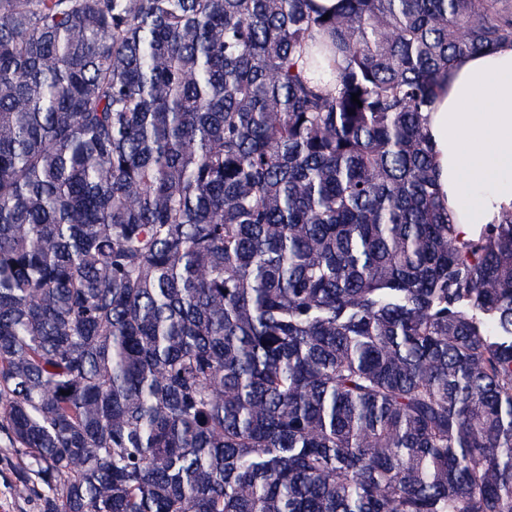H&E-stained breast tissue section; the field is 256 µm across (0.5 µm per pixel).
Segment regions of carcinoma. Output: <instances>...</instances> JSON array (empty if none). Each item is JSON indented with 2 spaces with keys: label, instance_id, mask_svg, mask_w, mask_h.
Here are the masks:
<instances>
[{
  "label": "carcinoma",
  "instance_id": "1",
  "mask_svg": "<svg viewBox=\"0 0 512 512\" xmlns=\"http://www.w3.org/2000/svg\"><path fill=\"white\" fill-rule=\"evenodd\" d=\"M508 42L512 0H0L43 512H512V209L460 238L427 132Z\"/></svg>",
  "mask_w": 512,
  "mask_h": 512
}]
</instances>
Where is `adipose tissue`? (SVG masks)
I'll return each mask as SVG.
<instances>
[{
    "label": "adipose tissue",
    "mask_w": 512,
    "mask_h": 512,
    "mask_svg": "<svg viewBox=\"0 0 512 512\" xmlns=\"http://www.w3.org/2000/svg\"><path fill=\"white\" fill-rule=\"evenodd\" d=\"M427 132L443 203L460 237L470 238L512 208V43L456 59Z\"/></svg>",
    "instance_id": "1"
}]
</instances>
